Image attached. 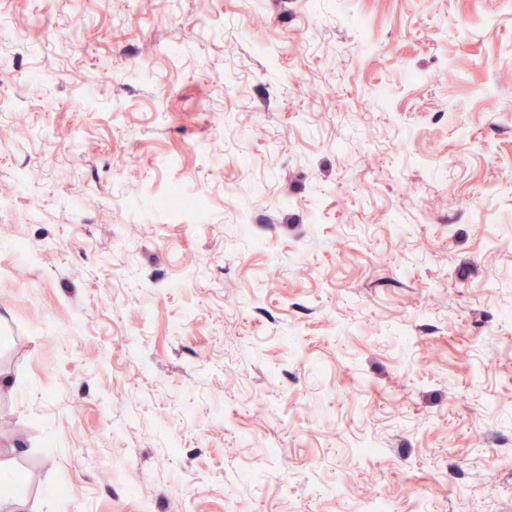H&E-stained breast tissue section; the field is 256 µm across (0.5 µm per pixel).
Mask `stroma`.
<instances>
[{"instance_id": "35a3bbf8", "label": "stroma", "mask_w": 512, "mask_h": 512, "mask_svg": "<svg viewBox=\"0 0 512 512\" xmlns=\"http://www.w3.org/2000/svg\"><path fill=\"white\" fill-rule=\"evenodd\" d=\"M0 19V512H512V0Z\"/></svg>"}]
</instances>
